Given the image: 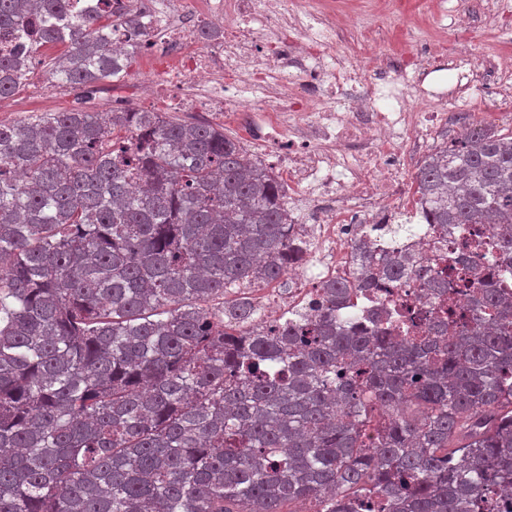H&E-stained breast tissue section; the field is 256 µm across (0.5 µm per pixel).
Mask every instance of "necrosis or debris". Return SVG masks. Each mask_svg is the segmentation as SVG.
I'll return each mask as SVG.
<instances>
[{"instance_id": "4bbe7bcc", "label": "necrosis or debris", "mask_w": 512, "mask_h": 512, "mask_svg": "<svg viewBox=\"0 0 512 512\" xmlns=\"http://www.w3.org/2000/svg\"><path fill=\"white\" fill-rule=\"evenodd\" d=\"M315 0H136L138 41L146 49L141 99L112 94V109L137 103H162L181 112L231 117L244 102L260 103L268 116L248 127L247 139L274 156L289 189L316 204L314 223L297 232L317 250L289 288H261L258 299L283 308L312 310L318 285L344 276L351 241L372 224H390L405 207L399 193L409 148L422 143L428 123L408 108L407 89L414 73L429 65L428 55L414 65L400 63L386 80L346 65L333 46L335 19L314 9ZM214 37L199 35L203 26ZM350 161L340 172L339 160ZM423 231L415 248L426 264L441 271L457 260L471 240L491 239L488 224H467L449 240L446 254ZM412 301L419 333L432 324L433 300L411 278L369 294L354 296L359 315L396 310Z\"/></svg>"}]
</instances>
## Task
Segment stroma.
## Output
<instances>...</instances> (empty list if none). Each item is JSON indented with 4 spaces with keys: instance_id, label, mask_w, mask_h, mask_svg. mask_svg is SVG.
<instances>
[{
    "instance_id": "obj_1",
    "label": "stroma",
    "mask_w": 512,
    "mask_h": 512,
    "mask_svg": "<svg viewBox=\"0 0 512 512\" xmlns=\"http://www.w3.org/2000/svg\"><path fill=\"white\" fill-rule=\"evenodd\" d=\"M329 9L349 14L351 24H337L334 48L344 58L358 61L370 70L392 71L396 61L419 54L430 44L447 53L472 47L480 61L512 58V0H446L449 17L437 20L432 0H328ZM50 52L41 51V66L36 78L42 88L23 89L7 98L0 112L4 121L25 120L45 112H61L82 108L91 112L109 109L108 93L114 85L104 83L91 98H83L79 90L52 86L47 61ZM493 82L497 98L487 96L479 78L457 70H440L428 74L421 88L442 96L441 106L414 101L415 111H444V122L437 127L432 143L455 140L458 126H485L494 130L512 129V68L499 71ZM432 143L411 151L405 184V206L416 211L412 179L430 152Z\"/></svg>"
}]
</instances>
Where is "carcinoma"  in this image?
I'll return each instance as SVG.
<instances>
[{
    "mask_svg": "<svg viewBox=\"0 0 512 512\" xmlns=\"http://www.w3.org/2000/svg\"><path fill=\"white\" fill-rule=\"evenodd\" d=\"M105 0H0V98L50 78L89 97L128 73ZM283 183L224 128L165 112L0 121V512H488L512 495V302L427 277L413 224L351 246L322 307L271 326L236 288L304 260ZM443 230L491 224L512 254V133L475 127L415 176ZM426 280L425 336L339 310Z\"/></svg>",
    "mask_w": 512,
    "mask_h": 512,
    "instance_id": "cac0c4a2",
    "label": "carcinoma"
}]
</instances>
